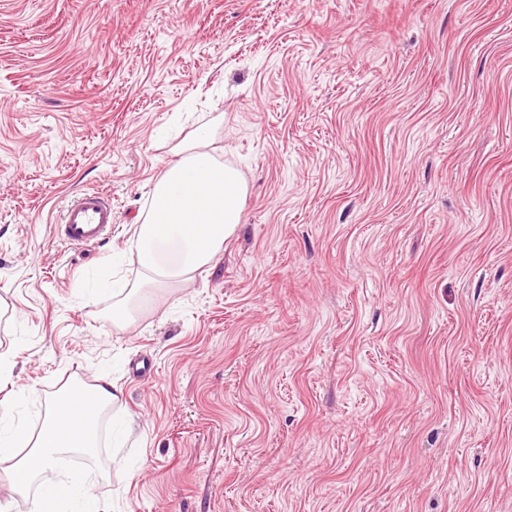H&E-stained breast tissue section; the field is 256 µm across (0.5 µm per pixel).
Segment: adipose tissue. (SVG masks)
I'll list each match as a JSON object with an SVG mask.
<instances>
[{
  "instance_id": "1",
  "label": "adipose tissue",
  "mask_w": 512,
  "mask_h": 512,
  "mask_svg": "<svg viewBox=\"0 0 512 512\" xmlns=\"http://www.w3.org/2000/svg\"><path fill=\"white\" fill-rule=\"evenodd\" d=\"M212 137V127L196 128L173 147L172 160L154 180L131 246L140 277L111 284L113 325H130L156 291L191 280L223 251L240 224L247 184L216 155ZM121 406V390L103 375L94 386H71L50 397L39 429L0 413V462L12 491L32 494L33 512H104L84 473H72L63 489L42 482L41 475L65 454H95L104 411L112 413L113 445L122 447L135 419L122 416Z\"/></svg>"
}]
</instances>
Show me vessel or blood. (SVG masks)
Masks as SVG:
<instances>
[{"label": "vessel or blood", "instance_id": "vessel-or-blood-1", "mask_svg": "<svg viewBox=\"0 0 512 512\" xmlns=\"http://www.w3.org/2000/svg\"><path fill=\"white\" fill-rule=\"evenodd\" d=\"M54 232L72 245L99 244L112 233V206L101 193H82L68 206L63 223L55 225Z\"/></svg>", "mask_w": 512, "mask_h": 512}]
</instances>
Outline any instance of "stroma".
I'll use <instances>...</instances> for the list:
<instances>
[{"label": "stroma", "mask_w": 512, "mask_h": 512, "mask_svg": "<svg viewBox=\"0 0 512 512\" xmlns=\"http://www.w3.org/2000/svg\"><path fill=\"white\" fill-rule=\"evenodd\" d=\"M205 123L242 221L117 329ZM88 190L112 235L62 244ZM0 301V406L122 389L109 512H512V0H0Z\"/></svg>", "instance_id": "obj_1"}]
</instances>
